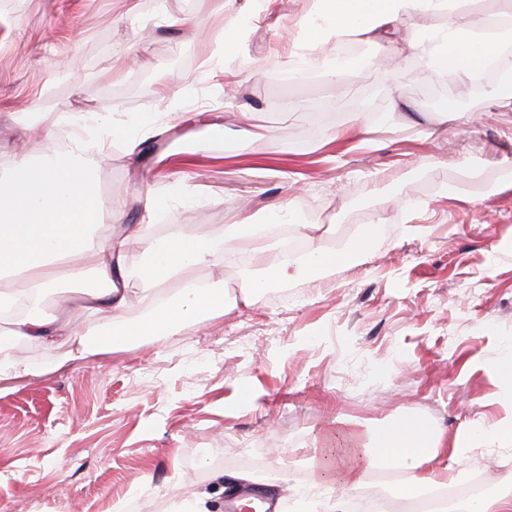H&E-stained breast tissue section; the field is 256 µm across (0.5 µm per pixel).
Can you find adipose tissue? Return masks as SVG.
<instances>
[{
  "label": "adipose tissue",
  "instance_id": "1",
  "mask_svg": "<svg viewBox=\"0 0 512 512\" xmlns=\"http://www.w3.org/2000/svg\"><path fill=\"white\" fill-rule=\"evenodd\" d=\"M475 2L313 0L311 17L303 26L308 51L299 62L304 69L316 70L325 82L340 83L343 69L315 66L312 56L348 36L378 46L369 67L383 68L390 56L405 49L432 80L470 82L493 62L497 72L490 94L512 108V57L505 53L512 28L504 24L512 17V0L492 16L481 15ZM413 17L421 21L419 36L400 46L398 25ZM46 137L52 142L48 152L37 157L17 154L7 169L0 170V316L10 315L12 336L43 342L71 337L67 360H81L145 337L170 336L185 323H201L228 311L224 282L213 275L214 267L227 257L245 256L250 265L289 282L350 258L351 251L324 247L320 226L295 223L289 199L270 204L264 222L236 214L215 231L175 230L160 236L152 224H123V198L104 201L91 189L93 171L104 158L103 145L79 132L59 144L51 128ZM106 215L122 229L99 241L95 232ZM285 231L304 241V253L276 250L273 239ZM133 242L142 245L146 256L139 296L144 315L127 322L124 260ZM89 251L100 256L92 268L81 261ZM62 281L90 284V303L61 317L40 310L42 297ZM464 437V445L477 441L511 445L512 418L493 425L474 420ZM464 445L446 448L442 430L413 418L374 428L339 416L315 435L310 473L322 492L336 486L348 491L387 462L403 472L404 479L393 492L406 499L413 492L454 483L458 472L452 460L461 456Z\"/></svg>",
  "mask_w": 512,
  "mask_h": 512
}]
</instances>
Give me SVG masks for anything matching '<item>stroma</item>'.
I'll return each instance as SVG.
<instances>
[{
  "mask_svg": "<svg viewBox=\"0 0 512 512\" xmlns=\"http://www.w3.org/2000/svg\"><path fill=\"white\" fill-rule=\"evenodd\" d=\"M222 2L0 0V169L48 150V125L63 141L66 116L95 135L107 115L138 140L132 158L113 140L92 177L99 197L125 198V223L151 195L162 234L259 219L289 197L303 223L335 225L338 249L388 200L391 221L348 265L174 336L67 364V337L13 341L35 372L0 379V512H172L225 472L288 512H326L308 462L331 414H420L451 441L512 415L495 370L512 355V110L443 81L470 120L443 119L405 62L347 70L338 87L288 79L311 0H234L248 20L232 36ZM244 109L271 139L211 138ZM478 469L512 481V446L468 450L461 472Z\"/></svg>",
  "mask_w": 512,
  "mask_h": 512,
  "instance_id": "obj_1",
  "label": "stroma"
}]
</instances>
